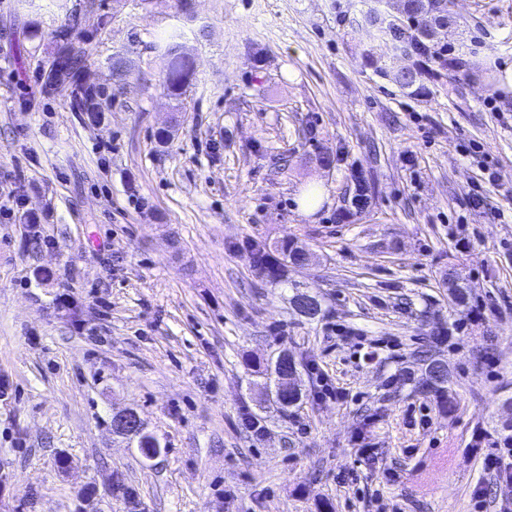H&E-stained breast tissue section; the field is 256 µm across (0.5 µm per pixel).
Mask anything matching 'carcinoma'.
I'll list each match as a JSON object with an SVG mask.
<instances>
[{"mask_svg":"<svg viewBox=\"0 0 512 512\" xmlns=\"http://www.w3.org/2000/svg\"><path fill=\"white\" fill-rule=\"evenodd\" d=\"M448 2L449 0H403L400 16L379 9L363 13L358 24L364 43L363 57L374 66L376 74L389 79L401 91L413 94L417 92L424 75L421 62L434 60L447 71L459 67L458 59L448 57V46L431 38L429 34L434 25L448 23ZM80 26L79 16L68 18L58 55L46 73L45 87L48 91L60 87L68 90L76 107L92 119L101 110L102 96L100 89L83 84L79 78L83 56L69 41V35ZM180 37L179 29H171L163 51V88L178 103L182 101L196 75L194 61L182 52ZM380 43L389 46L390 55L377 59L374 57L373 48ZM398 52L419 59L413 76L403 78L393 71L392 60ZM131 74V66L127 65L123 56L113 55L112 96L123 93ZM252 256L254 266L274 285H288V267L305 264L302 249L288 242L272 246L266 243L256 244L252 246ZM303 400V392L285 389L278 393L275 407L280 413L286 414L289 409L300 406ZM137 447L146 459L161 452L158 439L146 431L137 436Z\"/></svg>","mask_w":512,"mask_h":512,"instance_id":"cac0c4a2","label":"carcinoma"}]
</instances>
